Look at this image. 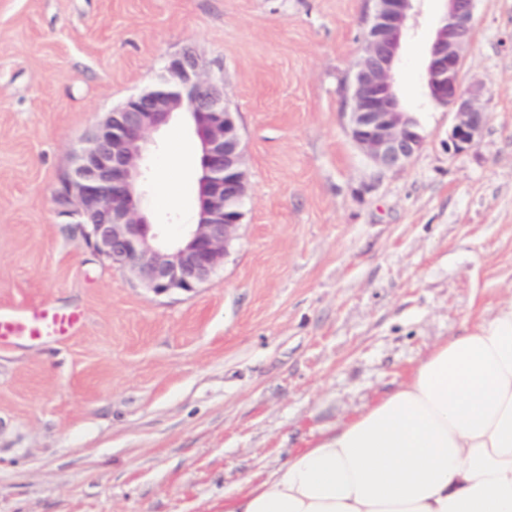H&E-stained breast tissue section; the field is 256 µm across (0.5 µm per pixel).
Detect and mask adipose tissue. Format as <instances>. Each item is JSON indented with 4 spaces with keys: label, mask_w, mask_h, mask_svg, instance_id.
Here are the masks:
<instances>
[{
    "label": "adipose tissue",
    "mask_w": 512,
    "mask_h": 512,
    "mask_svg": "<svg viewBox=\"0 0 512 512\" xmlns=\"http://www.w3.org/2000/svg\"><path fill=\"white\" fill-rule=\"evenodd\" d=\"M224 512H512V300Z\"/></svg>",
    "instance_id": "obj_1"
}]
</instances>
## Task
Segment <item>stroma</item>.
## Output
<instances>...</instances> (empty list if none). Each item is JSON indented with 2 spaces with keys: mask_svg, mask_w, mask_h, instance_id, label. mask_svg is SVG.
I'll list each match as a JSON object with an SVG mask.
<instances>
[{
  "mask_svg": "<svg viewBox=\"0 0 512 512\" xmlns=\"http://www.w3.org/2000/svg\"><path fill=\"white\" fill-rule=\"evenodd\" d=\"M373 0H0V308L86 313L70 339L0 347V512H224L394 390L435 344L512 299V0H477L463 90L486 114L448 148L428 94L442 0H418L398 65L423 149L378 168L344 89ZM223 80L248 194L224 265L156 294L62 216L75 150L166 58ZM201 152L170 124L142 204L196 221Z\"/></svg>",
  "mask_w": 512,
  "mask_h": 512,
  "instance_id": "obj_1",
  "label": "stroma"
}]
</instances>
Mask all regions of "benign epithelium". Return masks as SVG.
Masks as SVG:
<instances>
[{
    "mask_svg": "<svg viewBox=\"0 0 512 512\" xmlns=\"http://www.w3.org/2000/svg\"><path fill=\"white\" fill-rule=\"evenodd\" d=\"M414 2L375 0L347 97L349 135L381 169L404 166L424 146L395 83ZM446 2L428 51L426 78L431 97L455 109L448 146L460 152L475 144L485 123L477 97L464 94L460 84L476 0ZM176 116L199 138L202 175L196 222L173 241L148 222L140 185L151 136ZM246 195L236 115L212 69L190 51L169 56L157 83L108 113L75 152L57 192L93 250L156 294L192 292L215 274L235 239Z\"/></svg>",
    "mask_w": 512,
    "mask_h": 512,
    "instance_id": "obj_1",
    "label": "benign epithelium"
}]
</instances>
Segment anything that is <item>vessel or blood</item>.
Segmentation results:
<instances>
[{"label":"vessel or blood","mask_w":512,"mask_h":512,"mask_svg":"<svg viewBox=\"0 0 512 512\" xmlns=\"http://www.w3.org/2000/svg\"><path fill=\"white\" fill-rule=\"evenodd\" d=\"M85 321L83 310L59 308L48 302L18 310L0 309V346L21 340L67 339L78 334Z\"/></svg>","instance_id":"obj_1"}]
</instances>
